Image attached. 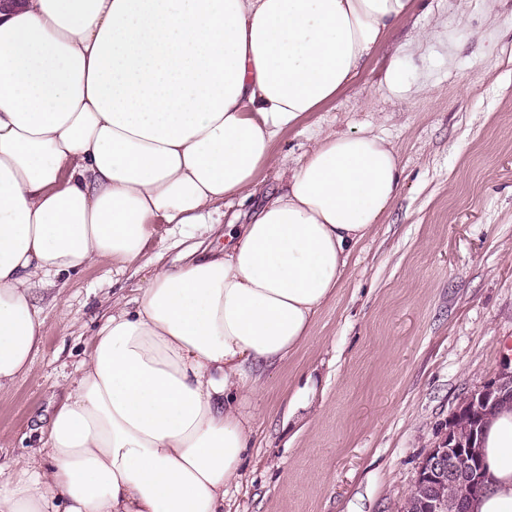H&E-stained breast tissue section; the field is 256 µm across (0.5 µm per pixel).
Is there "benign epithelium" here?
<instances>
[{"label":"benign epithelium","mask_w":512,"mask_h":512,"mask_svg":"<svg viewBox=\"0 0 512 512\" xmlns=\"http://www.w3.org/2000/svg\"><path fill=\"white\" fill-rule=\"evenodd\" d=\"M512 390V371L502 372L493 383L481 389L470 399L471 406L491 411L507 390ZM461 409H456L449 421L448 432L437 446L426 453L413 489L427 488L430 494L420 507L426 512H448L461 505L463 498L477 492L484 481L477 447V429H461L458 425Z\"/></svg>","instance_id":"benign-epithelium-1"}]
</instances>
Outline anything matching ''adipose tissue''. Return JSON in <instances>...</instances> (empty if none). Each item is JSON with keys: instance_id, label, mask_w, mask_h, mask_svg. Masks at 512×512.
Masks as SVG:
<instances>
[{"instance_id": "ef3b65f1", "label": "adipose tissue", "mask_w": 512, "mask_h": 512, "mask_svg": "<svg viewBox=\"0 0 512 512\" xmlns=\"http://www.w3.org/2000/svg\"><path fill=\"white\" fill-rule=\"evenodd\" d=\"M414 0H22L0 12V392L42 341L34 282L139 261L158 222L208 223L280 187L223 249L113 298L80 375L19 458L0 512H224L245 402L310 336L355 247L400 194L391 144L275 143L349 87ZM471 512H512V406L488 416Z\"/></svg>"}]
</instances>
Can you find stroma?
Instances as JSON below:
<instances>
[{
	"label": "stroma",
	"mask_w": 512,
	"mask_h": 512,
	"mask_svg": "<svg viewBox=\"0 0 512 512\" xmlns=\"http://www.w3.org/2000/svg\"><path fill=\"white\" fill-rule=\"evenodd\" d=\"M393 61L400 92L384 81ZM359 126L397 150L403 190L309 340L265 373L226 512H400L461 399L512 371V0H415L353 84L275 150L296 160L318 131ZM192 240L160 223L138 263L37 285L43 341L0 394L1 464L37 447L107 299L135 297L156 258L177 263Z\"/></svg>",
	"instance_id": "obj_1"
}]
</instances>
